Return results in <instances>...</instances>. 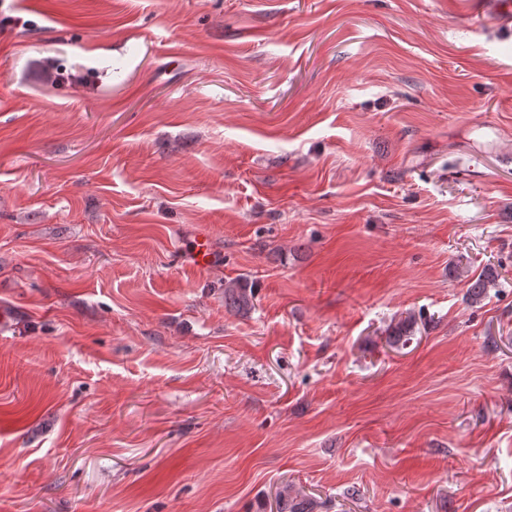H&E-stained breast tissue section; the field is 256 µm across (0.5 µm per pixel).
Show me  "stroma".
Masks as SVG:
<instances>
[{"mask_svg": "<svg viewBox=\"0 0 512 512\" xmlns=\"http://www.w3.org/2000/svg\"><path fill=\"white\" fill-rule=\"evenodd\" d=\"M0 310V512H512V28L0 0ZM187 263L193 269H208L216 265L218 258L211 250L208 238L200 235L195 238L189 251L186 253ZM254 294L246 279H235L224 283V306L236 313H246L252 309Z\"/></svg>", "mask_w": 512, "mask_h": 512, "instance_id": "35a3bbf8", "label": "stroma"}]
</instances>
